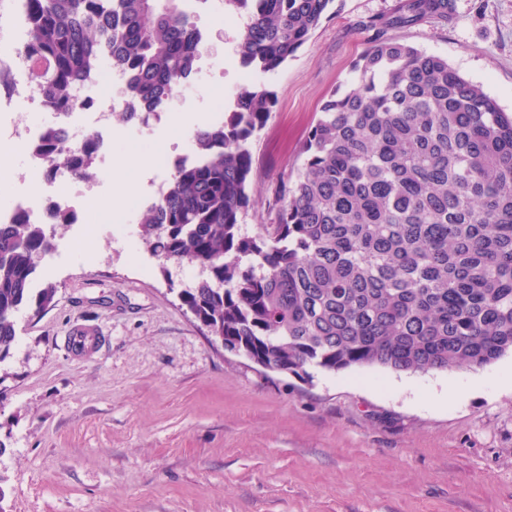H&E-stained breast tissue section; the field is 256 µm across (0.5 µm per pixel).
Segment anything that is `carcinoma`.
I'll use <instances>...</instances> for the list:
<instances>
[{
	"mask_svg": "<svg viewBox=\"0 0 512 512\" xmlns=\"http://www.w3.org/2000/svg\"><path fill=\"white\" fill-rule=\"evenodd\" d=\"M182 0H26L16 52L54 112L102 61L127 75L126 121L146 122L196 72L200 29ZM334 0H224L246 19L240 64L274 73L310 39ZM451 0H408L371 18V45L333 92L280 182L275 219L241 232L250 205L252 137L276 104L265 85L239 88L224 119L195 130L197 160L174 162L140 220L165 264L206 273L182 304L236 353L298 375L379 367L428 373L483 368L512 352V115L448 60L383 37L385 27L448 19ZM98 143L70 148L49 127L34 146L54 178L92 176ZM54 248L45 224L18 210L0 223V361L16 313L41 311L34 290Z\"/></svg>",
	"mask_w": 512,
	"mask_h": 512,
	"instance_id": "obj_1",
	"label": "carcinoma"
}]
</instances>
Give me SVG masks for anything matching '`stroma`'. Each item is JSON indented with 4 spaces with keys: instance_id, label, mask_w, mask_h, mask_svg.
I'll return each mask as SVG.
<instances>
[{
    "instance_id": "35a3bbf8",
    "label": "stroma",
    "mask_w": 512,
    "mask_h": 512,
    "mask_svg": "<svg viewBox=\"0 0 512 512\" xmlns=\"http://www.w3.org/2000/svg\"><path fill=\"white\" fill-rule=\"evenodd\" d=\"M403 0H336L277 73L242 67L245 19H196L207 38L177 90L182 111L210 120L216 99L262 82L276 97L251 142V205L241 225L273 221L283 175L323 102L346 89L372 37L369 18ZM387 37L447 58L512 113V0H453L448 20ZM169 112L115 116L113 165L157 144L181 155ZM200 273L162 268L138 224L100 223L83 255L41 259L52 305L16 315L0 361V489L5 512H512V355L484 368L276 373L224 350L182 306Z\"/></svg>"
}]
</instances>
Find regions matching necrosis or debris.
<instances>
[{"label":"necrosis or debris","mask_w":512,"mask_h":512,"mask_svg":"<svg viewBox=\"0 0 512 512\" xmlns=\"http://www.w3.org/2000/svg\"><path fill=\"white\" fill-rule=\"evenodd\" d=\"M26 27L23 0H10L11 37L0 41V64L11 71L13 89L9 94H0V147L24 150L27 157L23 167L12 171L8 178L0 177V223H9L14 212L21 208L27 211L31 223L43 224L47 221L48 207L53 206L72 214L79 224V234L73 240L78 247L93 234L91 214L102 209L106 188L103 183L82 181L66 174L47 179L41 161L29 149L45 129L62 125L71 146L95 137L99 143V161L107 163L111 154L109 135L115 94L121 89L123 77L110 64H102L94 82L80 85L76 90L78 100L85 104L83 111L67 115L46 111L29 77L26 60L12 50L13 38L20 36ZM21 102L27 103V111H17L16 106Z\"/></svg>","instance_id":"4bbe7bcc"}]
</instances>
